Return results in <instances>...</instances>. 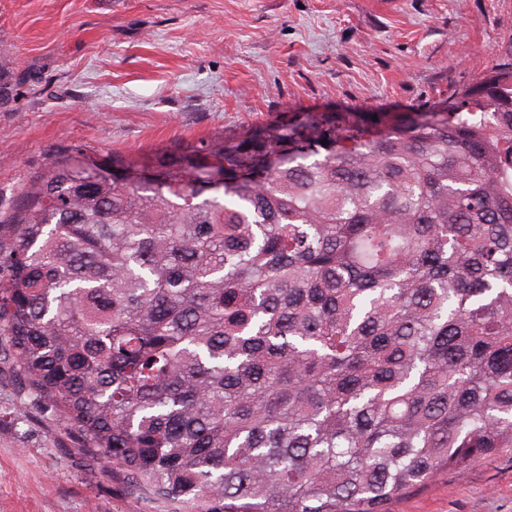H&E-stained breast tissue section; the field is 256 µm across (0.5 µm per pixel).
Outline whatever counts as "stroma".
I'll list each match as a JSON object with an SVG mask.
<instances>
[{
  "instance_id": "obj_1",
  "label": "stroma",
  "mask_w": 512,
  "mask_h": 512,
  "mask_svg": "<svg viewBox=\"0 0 512 512\" xmlns=\"http://www.w3.org/2000/svg\"><path fill=\"white\" fill-rule=\"evenodd\" d=\"M512 60V0H0V225L56 151L154 154L296 112H431ZM0 512H167L0 345ZM390 512H512V447Z\"/></svg>"
}]
</instances>
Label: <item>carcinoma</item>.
Instances as JSON below:
<instances>
[{
  "mask_svg": "<svg viewBox=\"0 0 512 512\" xmlns=\"http://www.w3.org/2000/svg\"><path fill=\"white\" fill-rule=\"evenodd\" d=\"M449 97L55 154L0 230L28 388L170 512H387L511 448L512 63Z\"/></svg>",
  "mask_w": 512,
  "mask_h": 512,
  "instance_id": "obj_1",
  "label": "carcinoma"
}]
</instances>
